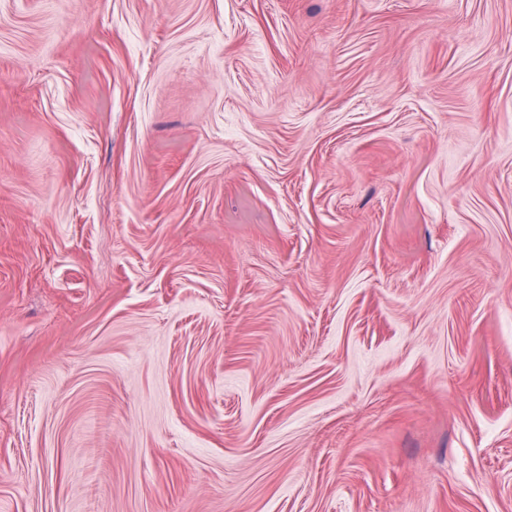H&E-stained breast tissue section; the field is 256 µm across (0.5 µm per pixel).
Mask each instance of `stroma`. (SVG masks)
<instances>
[{"label": "stroma", "instance_id": "1", "mask_svg": "<svg viewBox=\"0 0 512 512\" xmlns=\"http://www.w3.org/2000/svg\"><path fill=\"white\" fill-rule=\"evenodd\" d=\"M0 512H512V0H0Z\"/></svg>", "mask_w": 512, "mask_h": 512}]
</instances>
